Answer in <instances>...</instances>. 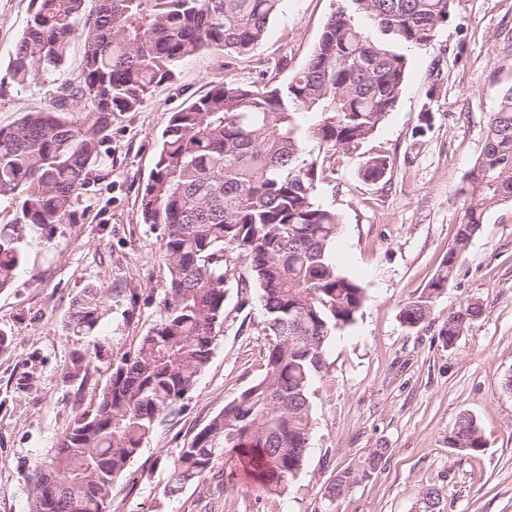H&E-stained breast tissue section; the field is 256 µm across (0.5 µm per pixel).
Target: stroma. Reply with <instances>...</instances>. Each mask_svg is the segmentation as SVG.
I'll use <instances>...</instances> for the list:
<instances>
[{"mask_svg":"<svg viewBox=\"0 0 512 512\" xmlns=\"http://www.w3.org/2000/svg\"><path fill=\"white\" fill-rule=\"evenodd\" d=\"M335 5L285 0L250 57L228 68L223 55L201 51L141 109L113 113L100 175L80 195L75 223L60 225L51 240H27V263L0 290V330L12 337L0 349V512H31L33 465L49 457L109 378L106 365L94 363L78 387L64 376L71 355L97 341L119 360L160 317L167 268L159 232L141 222L139 205L171 113L227 74L286 83ZM33 10L32 0H0V126L58 104L80 73L76 39L59 72L27 87L14 81L11 61ZM408 58L394 110L356 154L337 156L318 190L341 217L336 265L366 299L327 345L301 471L276 495L242 477L220 493L209 478L169 491L171 452L265 368L261 304L240 305L231 290L209 364L143 444L108 512H418L430 485L442 492V512H512V390L503 385L512 375L511 202L487 209L430 317L414 328L400 318L455 238L488 116L512 88V0H454L432 46ZM374 155L388 162L375 182L360 173ZM89 287L104 290L106 301L94 335L77 336L64 324L72 299ZM471 302L481 304V316L443 345V320ZM463 414L480 427L483 452L449 447ZM376 448L386 456L374 474L327 501L336 475L361 468Z\"/></svg>","mask_w":512,"mask_h":512,"instance_id":"obj_1","label":"stroma"}]
</instances>
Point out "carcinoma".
Instances as JSON below:
<instances>
[{
	"label": "carcinoma",
	"mask_w": 512,
	"mask_h": 512,
	"mask_svg": "<svg viewBox=\"0 0 512 512\" xmlns=\"http://www.w3.org/2000/svg\"><path fill=\"white\" fill-rule=\"evenodd\" d=\"M95 2L93 21L85 20ZM17 45L14 80L38 83L60 70L71 41L83 43L79 80L66 98L86 113L80 122L47 108L0 126V201L20 199L13 224L0 229V289L28 254L30 236L51 238L76 219V204L97 176L112 113L135 112L155 87L174 78L181 60L203 49L232 60L266 37L284 0H33ZM453 0H339L308 61L288 82L233 77L170 116L153 170L140 192L142 223L160 231L168 277L163 310L134 353L112 366L91 409L77 414L51 457L30 478L34 512L45 489L52 512H107L117 482L157 425L194 388L224 329V299L241 304L259 292L270 336L265 370L224 405L192 441L172 455V488L244 467L266 494L285 489L302 469L311 429L314 382L335 333L351 325L364 288L336 268L341 218L317 195L325 163L353 154L396 106L407 52L424 50ZM314 144L317 152L307 150ZM387 159L368 158L363 177L377 181ZM473 203L427 288L400 311L416 327L448 286L467 241L491 206L512 202V88L490 113L475 166ZM104 291L73 301L67 323L93 335ZM481 313L478 303L448 314L439 336L451 346ZM107 349L74 353L65 377L84 382ZM448 444L477 454L486 440L473 418L456 421ZM387 449L376 448L357 471H342L328 500L370 477ZM441 495L425 489L420 512H441Z\"/></svg>",
	"instance_id": "carcinoma-1"
}]
</instances>
